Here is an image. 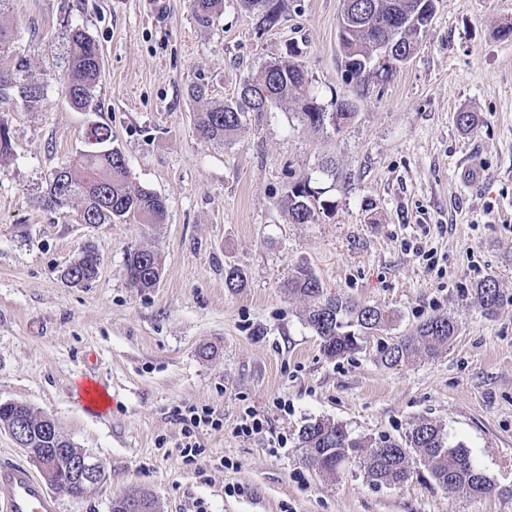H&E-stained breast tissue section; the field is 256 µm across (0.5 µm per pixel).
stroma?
<instances>
[{"label":"stroma","mask_w":512,"mask_h":512,"mask_svg":"<svg viewBox=\"0 0 512 512\" xmlns=\"http://www.w3.org/2000/svg\"><path fill=\"white\" fill-rule=\"evenodd\" d=\"M341 0H292L262 32L239 0L200 26L193 0H15L0 26L44 84L34 112L0 101L16 152L0 158V403L55 419L106 478L86 497L61 495L62 512H111L144 491L157 512H512V498H473L438 485L420 463L403 486H376L362 468L317 473L301 429L323 419L366 439L404 438L420 421L462 445L496 486L512 487V0H436L412 59L387 78L345 84ZM84 29L103 62L95 110L75 111L59 57L66 29ZM298 46L319 103L357 98L340 130H314L290 102L248 115L234 139L200 140L205 102L235 96L243 79ZM204 85L205 101L191 97ZM478 123L462 131L457 113ZM99 123L131 180L165 198V223L86 224L83 203L41 198L51 175L76 165L83 133ZM335 158L350 181L320 179L333 213L288 223L278 201L290 182ZM479 165L464 187L461 171ZM97 277H63L86 246ZM157 255L162 277L141 293L127 283L128 248ZM436 263L428 265L425 256ZM306 263L331 292L389 311L388 326L341 359L326 358L284 279ZM239 268L244 288L224 285ZM494 279L486 314L474 291ZM445 315L446 347L411 363L380 350L425 318ZM116 406L87 413L76 389L87 370ZM287 401L280 409L279 401ZM211 406L220 432L198 439L185 465L176 413ZM261 433L236 434L245 409Z\"/></svg>","instance_id":"obj_1"}]
</instances>
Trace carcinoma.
Masks as SVG:
<instances>
[{
    "label": "carcinoma",
    "instance_id": "1",
    "mask_svg": "<svg viewBox=\"0 0 512 512\" xmlns=\"http://www.w3.org/2000/svg\"><path fill=\"white\" fill-rule=\"evenodd\" d=\"M432 2L342 0L339 49L346 81L361 85L372 76L386 77L407 64L420 32L433 18ZM241 3L257 19V28L263 31L276 27L289 7L288 0H241ZM222 4L223 0H194L196 21L203 27L208 26ZM403 12L418 13L416 23L395 34L387 22ZM392 41L399 42V46L390 51L389 61L383 65L379 59L385 52L384 45ZM14 42L13 34L0 27V98L13 95L26 109L38 110L44 101V86L30 71L27 59L17 54ZM296 55L295 48H288L287 56L267 62L244 79L235 97L203 109L195 123L199 137L215 143L232 139L245 114L260 111V107L252 103L253 90L264 86L274 95L269 101L271 108L290 100L300 103L298 119L304 126L330 127L336 131L340 125L351 121L357 113V102L337 98L335 111H326L312 95L311 82L302 65L294 60ZM62 60L68 75L70 104L79 110L89 107L102 79L97 45L85 31L73 27L66 36ZM87 135L99 141L98 150L83 153L80 164L63 170L61 179L49 180L44 205L63 207L79 198L84 204L86 224H112L128 217L146 224L164 223L166 199L130 182L125 155L112 146L111 130L95 125ZM320 195L322 191L314 186L309 175L290 184L281 200L289 223L314 224L320 215L329 213L333 205L320 199ZM124 271L128 285L140 292L157 287L161 279L158 259L151 251L138 247L127 250ZM284 287L289 294L309 301L305 322L321 339L322 351L328 358H340L359 350L368 337L383 330L390 320L378 306L359 304L327 292L306 265L296 266ZM475 295L477 304L486 313L495 311L499 294L494 280L481 283ZM455 329V323L444 315L429 317L411 335L384 346L383 358L389 364H397L422 353L432 355L448 344ZM21 416L28 424L33 447H57V441L43 434L42 415L30 408L21 409L12 402L0 404L1 429ZM300 444L308 463L328 476L347 464L358 463L373 484L402 486L412 476L410 456L414 454L433 480L450 493L462 491L472 497L496 494L512 498V488L495 487L465 450L448 445L440 428L429 421L417 424L402 441L385 436L368 441L353 436L341 424L319 419L304 426ZM138 503L155 512L154 501L145 493L115 499L114 505L118 506L115 512Z\"/></svg>",
    "mask_w": 512,
    "mask_h": 512
}]
</instances>
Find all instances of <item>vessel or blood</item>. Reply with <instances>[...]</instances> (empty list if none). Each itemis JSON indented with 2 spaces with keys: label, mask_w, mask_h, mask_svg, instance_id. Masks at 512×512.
<instances>
[{
  "label": "vessel or blood",
  "mask_w": 512,
  "mask_h": 512,
  "mask_svg": "<svg viewBox=\"0 0 512 512\" xmlns=\"http://www.w3.org/2000/svg\"><path fill=\"white\" fill-rule=\"evenodd\" d=\"M0 512H60V502L28 466L1 457Z\"/></svg>",
  "instance_id": "obj_1"
}]
</instances>
